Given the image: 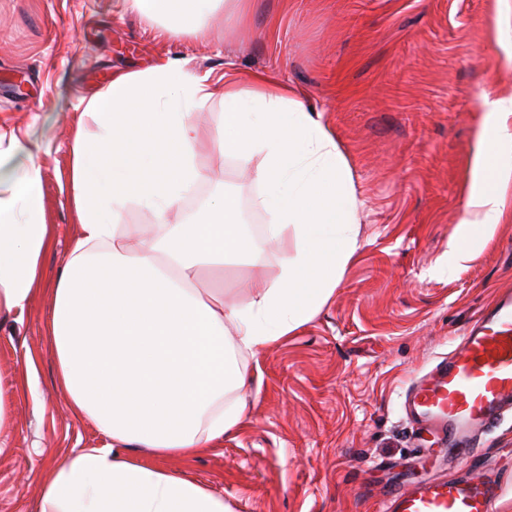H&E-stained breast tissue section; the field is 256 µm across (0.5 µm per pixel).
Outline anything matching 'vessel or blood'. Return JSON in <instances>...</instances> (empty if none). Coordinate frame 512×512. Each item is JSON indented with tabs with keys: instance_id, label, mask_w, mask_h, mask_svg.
<instances>
[{
	"instance_id": "obj_1",
	"label": "vessel or blood",
	"mask_w": 512,
	"mask_h": 512,
	"mask_svg": "<svg viewBox=\"0 0 512 512\" xmlns=\"http://www.w3.org/2000/svg\"><path fill=\"white\" fill-rule=\"evenodd\" d=\"M408 410L424 431L448 441L464 460L471 440L512 413V297H502L468 329L457 347L409 388ZM501 484L478 472L388 492L389 512H495Z\"/></svg>"
}]
</instances>
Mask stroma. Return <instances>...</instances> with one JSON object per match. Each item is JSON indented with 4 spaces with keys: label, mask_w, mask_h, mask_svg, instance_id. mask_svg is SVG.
<instances>
[{
    "label": "stroma",
    "mask_w": 512,
    "mask_h": 512,
    "mask_svg": "<svg viewBox=\"0 0 512 512\" xmlns=\"http://www.w3.org/2000/svg\"><path fill=\"white\" fill-rule=\"evenodd\" d=\"M170 56L193 73L270 70L306 96L332 131L360 206L359 249L330 301L297 331L249 360L261 387L245 422L192 459H160L223 497L231 512H383L394 488L452 473L494 474L497 512H512V416L478 436L475 464L452 465L408 420L406 390L502 293L512 290V186L494 234L469 261L446 259L464 217L482 97L512 94V0H253L248 24L222 17L191 38L117 0H0V133L39 144L52 245L41 291L0 322V385L12 393L0 425V512H37L41 486L74 449L101 445L57 389L47 334L49 288L70 250V140L81 99L113 73ZM224 110L211 101L195 151L218 171L184 213L224 186L256 241L245 261L202 269L198 286L247 298L238 281L274 283L281 251L253 205L259 158L221 157Z\"/></svg>",
    "instance_id": "stroma-1"
}]
</instances>
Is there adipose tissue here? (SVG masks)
Instances as JSON below:
<instances>
[{
  "label": "adipose tissue",
  "instance_id": "obj_1",
  "mask_svg": "<svg viewBox=\"0 0 512 512\" xmlns=\"http://www.w3.org/2000/svg\"><path fill=\"white\" fill-rule=\"evenodd\" d=\"M170 35L210 29L221 14L247 22L251 0H123ZM224 104L220 156H260L255 205L268 217L267 243L293 237L278 281L240 284L248 301L203 296L201 269L255 253L235 203L216 195L195 216L181 204L214 169L198 163V115ZM471 160L465 216L449 264L490 236L512 181V96L484 103ZM95 134H73L70 205L77 232L52 284L48 323L58 385L70 413L105 436L78 449L41 488L39 512H231L222 497L175 472L148 465L129 448L189 457L213 447L245 418L254 384L246 361L309 322L331 298L358 250V198L345 158L321 116L276 76L242 78L232 68L200 76L173 56L145 71L117 72L83 101ZM36 147L0 146V170L16 157L0 192V321L39 292L52 243ZM156 222L138 247L120 226L129 202Z\"/></svg>",
  "mask_w": 512,
  "mask_h": 512
}]
</instances>
